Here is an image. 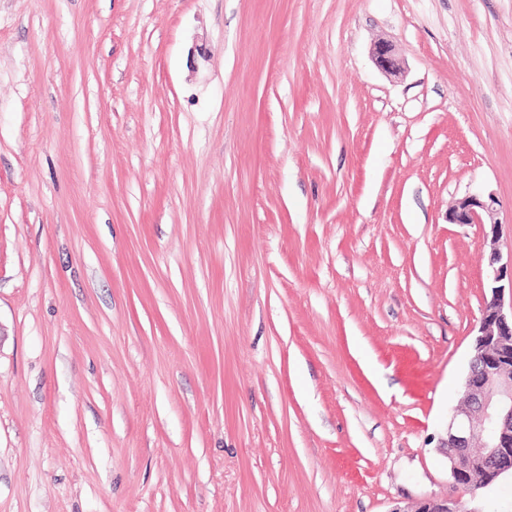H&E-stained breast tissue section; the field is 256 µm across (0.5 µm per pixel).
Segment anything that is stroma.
<instances>
[{
  "mask_svg": "<svg viewBox=\"0 0 512 512\" xmlns=\"http://www.w3.org/2000/svg\"><path fill=\"white\" fill-rule=\"evenodd\" d=\"M493 248L512 0H0V512H512L441 448ZM377 66L389 75H396L401 70L400 59L394 45L381 42L374 46L372 51ZM496 204V199L491 194L466 195L448 212V221L452 224H489L491 232H497L500 223L495 219ZM460 500L455 498L434 499L428 498L418 501L411 509H393L392 512H467Z\"/></svg>",
  "mask_w": 512,
  "mask_h": 512,
  "instance_id": "stroma-1",
  "label": "stroma"
}]
</instances>
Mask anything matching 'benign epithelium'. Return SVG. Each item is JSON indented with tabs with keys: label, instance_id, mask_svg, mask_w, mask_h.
I'll return each instance as SVG.
<instances>
[{
	"label": "benign epithelium",
	"instance_id": "1",
	"mask_svg": "<svg viewBox=\"0 0 512 512\" xmlns=\"http://www.w3.org/2000/svg\"><path fill=\"white\" fill-rule=\"evenodd\" d=\"M377 66L389 75L400 72L394 45L381 42L372 51ZM496 199L469 194L448 212L450 224H488L497 234ZM485 265L490 300L486 301L473 340V357L464 383L463 402L447 427L446 454L454 483L484 488L512 474V253L493 249L480 256ZM392 512H466L460 500L423 499L411 509Z\"/></svg>",
	"mask_w": 512,
	"mask_h": 512
}]
</instances>
